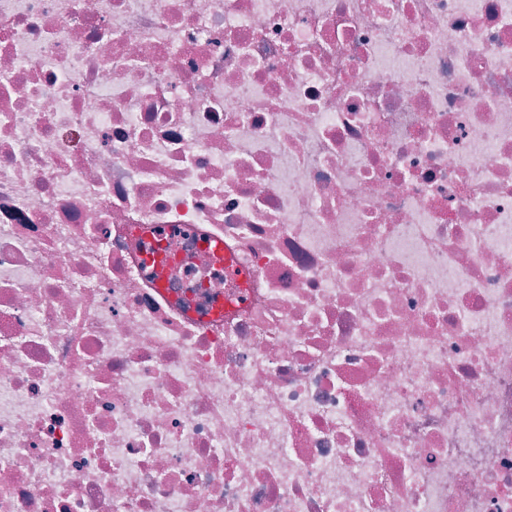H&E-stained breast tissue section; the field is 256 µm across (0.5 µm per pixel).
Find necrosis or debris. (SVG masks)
<instances>
[{"label": "necrosis or debris", "instance_id": "necrosis-or-debris-1", "mask_svg": "<svg viewBox=\"0 0 512 512\" xmlns=\"http://www.w3.org/2000/svg\"><path fill=\"white\" fill-rule=\"evenodd\" d=\"M0 512H512V0H0Z\"/></svg>", "mask_w": 512, "mask_h": 512}]
</instances>
